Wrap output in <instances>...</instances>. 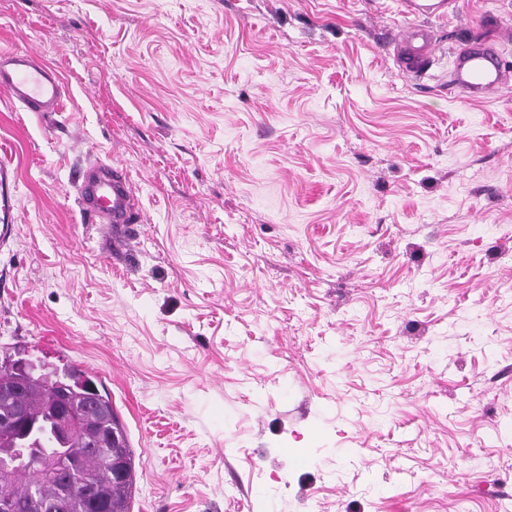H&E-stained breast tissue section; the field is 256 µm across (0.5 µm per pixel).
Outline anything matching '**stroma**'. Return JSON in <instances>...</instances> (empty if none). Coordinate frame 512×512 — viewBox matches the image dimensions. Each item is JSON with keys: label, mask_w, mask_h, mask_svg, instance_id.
Segmentation results:
<instances>
[{"label": "stroma", "mask_w": 512, "mask_h": 512, "mask_svg": "<svg viewBox=\"0 0 512 512\" xmlns=\"http://www.w3.org/2000/svg\"><path fill=\"white\" fill-rule=\"evenodd\" d=\"M0 0V50L60 112L0 94L16 232L0 356L81 366L135 461L131 512H512V82L448 88L512 0ZM128 170L116 252L76 200ZM399 3L405 13L416 17L442 15L451 5L449 0H400ZM432 50L430 34L424 29H414L404 42L398 60L403 70L418 73L429 60ZM0 90L28 112H59L64 93L58 72L25 49L0 51Z\"/></svg>", "instance_id": "stroma-1"}]
</instances>
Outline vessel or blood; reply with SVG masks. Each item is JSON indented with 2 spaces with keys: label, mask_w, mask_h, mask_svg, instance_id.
Masks as SVG:
<instances>
[{
  "label": "vessel or blood",
  "mask_w": 512,
  "mask_h": 512,
  "mask_svg": "<svg viewBox=\"0 0 512 512\" xmlns=\"http://www.w3.org/2000/svg\"><path fill=\"white\" fill-rule=\"evenodd\" d=\"M405 13L420 17L440 15L449 0H400ZM432 40L423 29L411 31L398 60L406 72L418 73L429 59ZM506 80L495 44H468L454 56L448 84L459 96L481 98L498 91ZM0 91L30 112L59 111L64 87L57 71L24 49L0 51ZM133 188L129 173L120 166L99 162L87 170L77 187L81 210L105 225L116 239L134 235Z\"/></svg>",
  "instance_id": "b4317fda"
}]
</instances>
